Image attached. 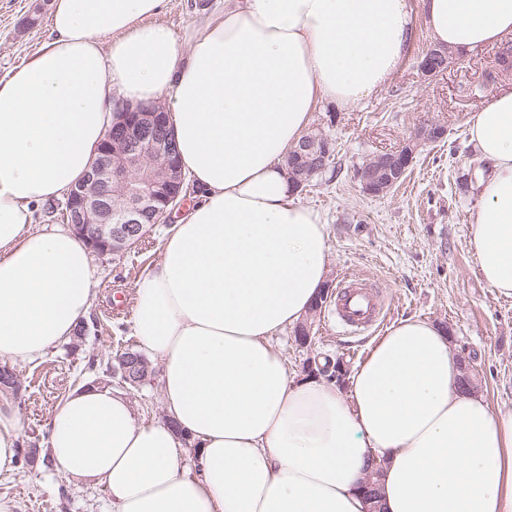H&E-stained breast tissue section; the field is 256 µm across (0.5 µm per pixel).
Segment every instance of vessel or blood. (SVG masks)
Returning <instances> with one entry per match:
<instances>
[{"label": "vessel or blood", "instance_id": "obj_1", "mask_svg": "<svg viewBox=\"0 0 512 512\" xmlns=\"http://www.w3.org/2000/svg\"><path fill=\"white\" fill-rule=\"evenodd\" d=\"M386 308L382 291L366 278H352L338 290L332 308L338 324L353 333L371 329Z\"/></svg>", "mask_w": 512, "mask_h": 512}]
</instances>
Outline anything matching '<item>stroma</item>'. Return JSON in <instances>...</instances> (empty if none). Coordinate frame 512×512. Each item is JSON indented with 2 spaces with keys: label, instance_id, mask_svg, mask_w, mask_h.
<instances>
[{
  "label": "stroma",
  "instance_id": "stroma-1",
  "mask_svg": "<svg viewBox=\"0 0 512 512\" xmlns=\"http://www.w3.org/2000/svg\"><path fill=\"white\" fill-rule=\"evenodd\" d=\"M50 0H0V77L31 61L48 37ZM414 33L393 77L371 96L349 107L321 103L309 131L335 142V170L300 192L303 203L325 218L330 237L326 280L340 287L348 276L374 279L394 307L385 326L417 316L449 327L452 343L472 360L475 390L493 408L512 411V298L497 296L483 280L469 246L475 224L472 195L475 155L468 142L472 112L499 87L512 85L503 71L501 44L474 51H449L446 71L428 76L419 57L434 44L421 17L420 0H408ZM35 15L33 27L23 24ZM444 126L442 141L419 149L404 179L381 197L367 194L356 170L376 154L400 148L424 121ZM162 225L145 243L120 255L97 256L94 299L86 321L90 338L78 349L59 344L43 356L14 362L25 391L17 411L22 440L45 436L57 404L75 386L95 377L92 362L137 346L132 334L134 296L150 266L161 258ZM310 346L293 331L280 340L291 375L304 378L308 357L343 359L355 368L373 337L353 336L322 308ZM0 501L10 512H112L102 487L79 482L40 458L0 477Z\"/></svg>",
  "mask_w": 512,
  "mask_h": 512
}]
</instances>
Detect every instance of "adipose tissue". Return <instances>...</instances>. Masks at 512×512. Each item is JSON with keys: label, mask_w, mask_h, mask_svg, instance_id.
I'll return each instance as SVG.
<instances>
[{"label": "adipose tissue", "mask_w": 512, "mask_h": 512, "mask_svg": "<svg viewBox=\"0 0 512 512\" xmlns=\"http://www.w3.org/2000/svg\"><path fill=\"white\" fill-rule=\"evenodd\" d=\"M437 45L512 34V0H421ZM167 0H53L50 37L0 78V360L67 341L94 296L90 249L34 205L66 196L115 120V102L165 100L179 162L201 189L161 239L132 328L161 364L167 419L82 384L56 404V469L104 485L112 512H367L360 481L383 462V512H512V412L460 384L446 332L408 317L348 377L294 379L276 334L325 283L322 214L284 161L317 103L352 106L392 77L412 37L407 0H224L185 38ZM485 163L473 237L481 275L512 296V90L469 118ZM20 420L0 399V475ZM196 464L186 463L185 441Z\"/></svg>", "instance_id": "adipose-tissue-1"}]
</instances>
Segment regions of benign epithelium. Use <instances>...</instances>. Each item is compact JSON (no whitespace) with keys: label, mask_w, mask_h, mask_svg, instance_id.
<instances>
[{"label":"benign epithelium","mask_w":512,"mask_h":512,"mask_svg":"<svg viewBox=\"0 0 512 512\" xmlns=\"http://www.w3.org/2000/svg\"><path fill=\"white\" fill-rule=\"evenodd\" d=\"M447 67L448 52L434 46L419 61L426 75ZM443 135L444 128L437 123L421 125L401 149L379 154L375 164L358 169L357 179L370 195L388 193L405 177L417 147ZM331 146L326 137H303L289 152L290 167L298 175L328 169ZM175 151V134L165 120L162 102L123 106L89 170L66 198L68 226L95 251L121 253L141 245L151 225L171 221L173 212L187 200L186 178ZM331 296L327 284L298 326L300 346H309L314 321ZM117 361L123 383L134 385L150 371L149 363L131 352L119 355Z\"/></svg>","instance_id":"benign-epithelium-1"}]
</instances>
